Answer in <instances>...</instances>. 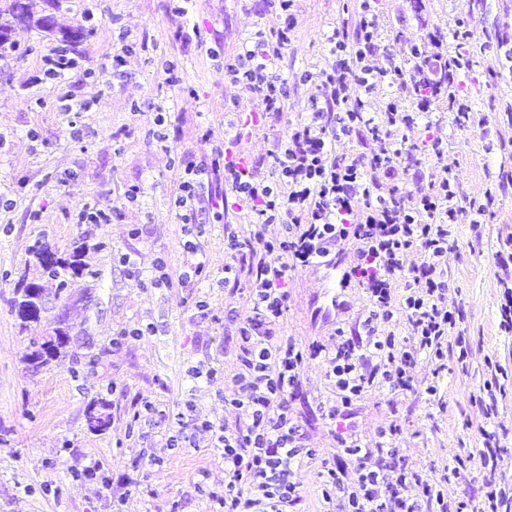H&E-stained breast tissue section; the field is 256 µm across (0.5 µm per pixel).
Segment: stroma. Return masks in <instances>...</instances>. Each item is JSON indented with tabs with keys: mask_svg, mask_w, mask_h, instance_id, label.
<instances>
[{
	"mask_svg": "<svg viewBox=\"0 0 512 512\" xmlns=\"http://www.w3.org/2000/svg\"><path fill=\"white\" fill-rule=\"evenodd\" d=\"M35 12L52 15L59 27L49 34L8 14L16 51L0 59V196L12 199L0 209V512H211L224 494V460L214 448H160L154 461L140 459L136 421L144 402L159 410L156 434L174 430L172 413L185 411L187 423L209 419L234 423L237 412L225 408L222 388L192 379L200 365L232 369L234 345L224 328V227L181 224L176 219L177 160L200 161L206 144L245 149L252 159L264 156L275 141L287 139L293 125L309 110L310 86L304 71L328 67L332 58L325 34L341 23H354L356 0H298L297 25L284 51L282 74L288 79V104L272 126L235 127L224 107L243 92L225 80L222 67L239 40L255 27L272 28L276 19L260 13L252 0H195L184 22L211 34L219 47L212 57L175 40L182 20L172 15L169 0H98L96 27L77 44L84 66L97 68L113 52V18L133 25L143 43L131 57L127 82L107 87L71 77L63 83L37 82L42 55L59 45L61 29L77 25L87 0H34ZM414 18L410 0H378L384 35L401 34L419 42L424 29L452 35L461 20L473 32L472 65L461 71L472 111L486 120L485 130L456 125L447 104L433 114L436 130L448 139L444 157L458 174L463 192L483 198L500 168L512 169V124L504 105L512 102V0H478L465 17L460 0H423ZM177 65L182 89L169 87L164 69ZM72 92L97 96L77 125L81 139L69 134L60 98ZM167 101L170 117L156 129L146 112L131 111L132 102ZM142 184L144 197L129 202V185ZM97 201L112 210L108 224H79L82 207ZM456 241L446 258L448 303L460 307V325L470 340L466 364L449 359L441 383L442 402H428L422 389L399 397L375 391L357 402L351 422L365 443L398 422L399 455L408 465L437 477L455 455L478 453L486 423L470 400L484 379V359L498 356L512 366V336L498 329L501 289L495 276V253L512 237V192L499 195L483 224H456ZM44 238L59 257L81 247L86 273L71 277L65 290L43 279L30 248ZM200 243L209 258L208 281L177 279L186 241ZM136 258L141 277L131 276L123 255ZM165 257L169 283L155 285L156 257ZM42 286L39 321L22 320L15 301L24 283ZM325 283L316 268L295 271L284 314L287 335L316 336L310 320L322 302ZM209 297L207 315L194 314L195 294ZM64 318L70 336L68 357L39 369L23 358L32 338L50 334ZM149 334L118 340L137 325ZM322 360L309 361L302 391L291 403L304 423L319 458L304 460L298 471L302 512H324L318 474L322 459L337 452L336 439L322 420L319 406L333 399ZM110 405L111 425L96 432L86 418L97 400ZM98 461L96 480L82 468Z\"/></svg>",
	"mask_w": 512,
	"mask_h": 512,
	"instance_id": "35a3bbf8",
	"label": "stroma"
}]
</instances>
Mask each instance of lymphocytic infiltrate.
I'll return each instance as SVG.
<instances>
[{
  "label": "lymphocytic infiltrate",
  "instance_id": "lymphocytic-infiltrate-1",
  "mask_svg": "<svg viewBox=\"0 0 512 512\" xmlns=\"http://www.w3.org/2000/svg\"><path fill=\"white\" fill-rule=\"evenodd\" d=\"M278 21L274 31L257 28L244 39L224 75L244 96L233 109L257 112L262 124L281 116L288 80L278 64L296 24L295 0H263ZM472 32L460 25L453 36L426 32L420 43H383L380 15L371 0H361L355 29L334 27L326 42L335 63L307 73L311 111L298 121L286 142L275 143L247 169L229 160L223 147L210 148L204 160L180 167L175 205L179 223L202 217L224 224V279L228 296L249 294L251 313L239 317L225 304L224 325L235 338L233 372L220 367L197 370L210 384H230L224 403L239 413L234 424L202 420L194 435L176 430L161 439L144 431L146 448L221 449L224 495L218 512H298L302 459L315 457L291 402L302 387L307 361L327 366L336 399L322 406L325 420L346 419L369 392L398 396L413 391L415 368L427 358L435 368L424 381L429 401H440L441 374L449 353L468 355L458 328L457 307L448 304L451 227L480 223L488 204L465 198L451 168L417 170L411 186L401 184L413 157L442 160L448 141L434 131L412 141L406 135L433 105L447 101L473 128L486 122L471 112L456 77L470 66ZM394 87L378 111L368 97L380 84ZM357 138L361 151L349 150ZM246 210L249 225L230 223ZM277 234H270V227ZM356 243V262L344 273L369 297V306L352 325L335 324L327 341L302 343L285 335L283 315L295 270L319 268ZM418 263L405 265L408 254ZM397 423L366 444L352 428L336 442L355 469L346 481L342 467L324 464L319 476L328 512H512V485L498 479L502 459L495 431L482 429L478 455L464 454L444 466L439 480L402 462L395 438ZM480 461L489 475L479 496L449 504L443 485Z\"/></svg>",
  "mask_w": 512,
  "mask_h": 512
}]
</instances>
